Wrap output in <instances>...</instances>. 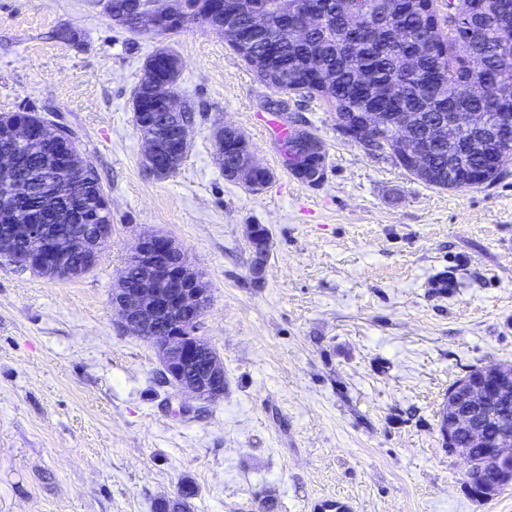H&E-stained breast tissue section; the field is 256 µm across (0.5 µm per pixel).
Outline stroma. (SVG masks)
I'll list each match as a JSON object with an SVG mask.
<instances>
[{
	"label": "stroma",
	"mask_w": 512,
	"mask_h": 512,
	"mask_svg": "<svg viewBox=\"0 0 512 512\" xmlns=\"http://www.w3.org/2000/svg\"><path fill=\"white\" fill-rule=\"evenodd\" d=\"M163 46L197 112L188 154L156 177L132 97ZM275 96L210 28L155 38L97 0H0V113L72 129L112 210L83 277L0 257V512H154L186 481L199 488L189 512H512V485L474 497L439 433L454 382L512 363V171L426 185L346 138L331 105L291 92L289 121L326 153L311 185L265 134ZM222 123L272 173L260 192L216 164ZM255 224L272 239L258 275ZM156 232L211 296L204 334L224 395L207 404L161 384L156 350L112 308L127 254Z\"/></svg>",
	"instance_id": "obj_1"
}]
</instances>
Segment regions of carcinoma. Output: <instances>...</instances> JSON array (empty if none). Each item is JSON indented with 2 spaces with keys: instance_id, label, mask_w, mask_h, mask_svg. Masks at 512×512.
Listing matches in <instances>:
<instances>
[{
  "instance_id": "cac0c4a2",
  "label": "carcinoma",
  "mask_w": 512,
  "mask_h": 512,
  "mask_svg": "<svg viewBox=\"0 0 512 512\" xmlns=\"http://www.w3.org/2000/svg\"><path fill=\"white\" fill-rule=\"evenodd\" d=\"M137 0H112L111 19L129 31ZM264 17L263 30L241 44L238 54L261 81L267 74L288 77L293 92L306 91L334 107L340 118L354 119L363 112H380L420 134L442 112L451 122L423 168L414 176L442 189L471 187L472 167H484L486 184L498 180L512 163V0H473L480 5L469 27L455 29L441 23L437 0H391V19L382 22L377 0H251ZM311 12L324 21L314 26L303 43L267 37L280 30L282 14ZM217 19L206 14L188 17L181 24L152 31L167 36L197 24L209 28ZM179 65L166 48L147 59L135 97L145 111L151 100L177 93ZM27 120L34 131L28 140L13 145L20 164L15 179L27 183L17 194L15 183L0 179V210L38 207L52 223H76L83 217L88 235L112 228L111 208L97 172H92L80 195L64 194L60 185L72 181L62 172L61 159L43 143L51 126L35 112H12L9 121ZM494 156L483 159L487 142ZM453 177H448V174Z\"/></svg>"
}]
</instances>
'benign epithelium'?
Listing matches in <instances>:
<instances>
[{
	"instance_id": "obj_1",
	"label": "benign epithelium",
	"mask_w": 512,
	"mask_h": 512,
	"mask_svg": "<svg viewBox=\"0 0 512 512\" xmlns=\"http://www.w3.org/2000/svg\"><path fill=\"white\" fill-rule=\"evenodd\" d=\"M228 0H193L179 16L193 12L212 14L225 8ZM229 13L238 18L243 14L251 18L254 25L262 24V18L253 9L249 0H241L231 7ZM175 20L169 16L159 18L146 6L137 10V23L157 28L165 22ZM283 33L296 38L305 36L309 25L305 19L284 16ZM390 128L393 141L405 143L410 140L408 130L397 122H391L379 112H368L351 127H344V135L355 143L362 144L373 129ZM443 124L431 126L425 135L424 145L412 147L396 157L400 164H422L427 146L432 140L442 137ZM143 164L151 174L164 171L166 160L158 140H144ZM323 152L321 141L312 136H299L290 145L292 164L302 169L308 150ZM227 169L235 171L238 181L251 191L259 192L264 184L250 182L243 174L258 170L250 148L229 156ZM52 244L55 241L54 227L45 216L28 215L24 222L0 226V254L18 268L33 264L29 255L15 253V239ZM86 257L81 274L90 272L95 264L89 252L85 235L73 232L60 247V262L44 267L50 278H67L71 255ZM127 264L136 268V277L121 271L116 287L112 289V306L121 319L135 331V335L157 350L162 372L167 385L177 392H188L203 403L224 395V365L218 354L211 350L207 338L201 335L202 319L210 305L208 289L201 274L190 265L186 255L170 238L159 234L141 237L127 257ZM512 388V364L491 363L479 372L470 371L448 390L440 410V436L442 446L462 458L468 456L467 448L458 445L463 439L469 444H480L486 455L480 461L470 462L472 469L498 472L492 483L473 481L472 492L481 498H491L500 488L512 482V424L502 417L501 410L508 404V391Z\"/></svg>"
}]
</instances>
